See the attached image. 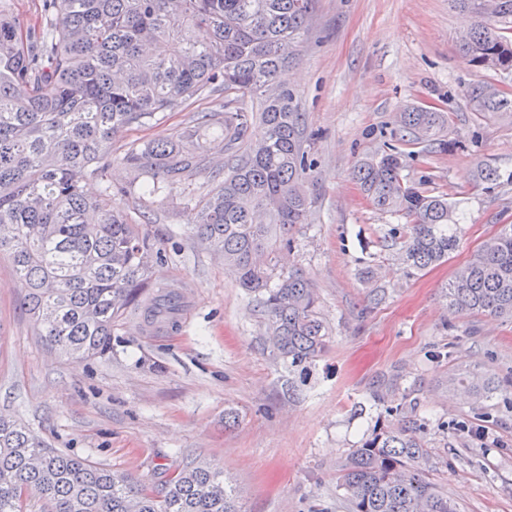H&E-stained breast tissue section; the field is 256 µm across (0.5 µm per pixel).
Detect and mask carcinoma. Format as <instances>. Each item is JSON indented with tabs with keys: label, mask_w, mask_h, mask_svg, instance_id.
Returning <instances> with one entry per match:
<instances>
[{
	"label": "carcinoma",
	"mask_w": 512,
	"mask_h": 512,
	"mask_svg": "<svg viewBox=\"0 0 512 512\" xmlns=\"http://www.w3.org/2000/svg\"><path fill=\"white\" fill-rule=\"evenodd\" d=\"M314 0H43L44 21L25 24L0 5V253H9L24 290V311L51 347L72 358L112 352L115 327L130 311L150 324L181 307L180 295L153 281L165 249L112 198L172 191L202 169L191 150L198 126L176 141H147L122 158L140 182L112 192V136L155 114L221 91V112L200 124L219 137L205 152L229 153L224 178L187 214L192 237L213 250L240 287L260 296L276 355L304 367L324 351L328 328L314 284L284 271L291 232L306 223L304 189L313 165L304 113L282 80L311 22ZM472 20L461 49L477 66L512 72V0H453ZM164 42L167 50L153 47ZM470 109L512 117V93L477 84ZM399 126L415 144L444 149L447 120L411 108ZM401 154L360 160L352 170L371 204L407 223L390 229L403 261L423 271L455 249L458 225L445 195L408 183ZM477 180L496 184L488 163ZM86 180L104 184L87 196ZM448 308L512 319V224L448 284ZM476 398L493 393L452 374ZM427 427L402 417L354 449L340 486L351 512H458L424 473ZM40 490L47 512H239L222 468L186 465L161 491L91 461L48 447L24 424L0 416V512H24Z\"/></svg>",
	"instance_id": "carcinoma-1"
}]
</instances>
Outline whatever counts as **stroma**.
I'll return each mask as SVG.
<instances>
[{"label":"stroma","mask_w":512,"mask_h":512,"mask_svg":"<svg viewBox=\"0 0 512 512\" xmlns=\"http://www.w3.org/2000/svg\"><path fill=\"white\" fill-rule=\"evenodd\" d=\"M464 23L452 0H315L290 69L313 135L311 206L284 261L311 278L332 330L307 371L276 357L257 298L191 236L185 207L227 161L213 154L188 190L119 199L165 247L155 276L185 308L176 326L152 331L128 315L109 359L50 350L0 255V415L157 491L176 468L210 463L242 512H349L340 465L404 404L429 424L428 476L461 512H512V321L449 311L445 296L456 270L512 224V118L479 116L467 98L480 82L512 88V74L470 61ZM223 101L215 92L114 135L113 185L134 177L122 163L132 144L178 139ZM411 107L444 113L454 148L400 141L397 114ZM389 149L403 154L408 180H426L460 217L458 247L424 271L407 267L389 237L401 216L373 208L351 177L358 161ZM482 161L504 180L476 182ZM459 370L492 379L493 395L458 398L448 377Z\"/></svg>","instance_id":"35a3bbf8"}]
</instances>
